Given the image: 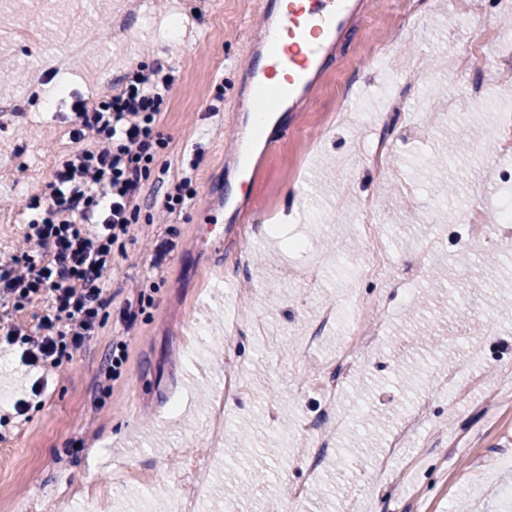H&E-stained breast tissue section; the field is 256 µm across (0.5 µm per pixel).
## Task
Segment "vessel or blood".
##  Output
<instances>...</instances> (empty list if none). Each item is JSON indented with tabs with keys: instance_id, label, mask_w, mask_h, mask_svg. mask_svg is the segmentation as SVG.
<instances>
[{
	"instance_id": "obj_1",
	"label": "vessel or blood",
	"mask_w": 512,
	"mask_h": 512,
	"mask_svg": "<svg viewBox=\"0 0 512 512\" xmlns=\"http://www.w3.org/2000/svg\"><path fill=\"white\" fill-rule=\"evenodd\" d=\"M351 9V0H288L269 49L256 89L277 99L308 90V74Z\"/></svg>"
}]
</instances>
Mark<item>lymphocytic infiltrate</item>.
I'll list each match as a JSON object with an SVG mask.
<instances>
[{
    "mask_svg": "<svg viewBox=\"0 0 512 512\" xmlns=\"http://www.w3.org/2000/svg\"><path fill=\"white\" fill-rule=\"evenodd\" d=\"M172 77L162 64L127 73L117 92L99 101L75 99L70 137L78 148L58 162L19 255L0 266V298L44 300L39 336L7 325V342L22 362L59 366L80 351L107 305L105 276L112 256L132 240L142 185L166 140L159 112ZM95 135L94 148L84 147Z\"/></svg>",
    "mask_w": 512,
    "mask_h": 512,
    "instance_id": "lymphocytic-infiltrate-1",
    "label": "lymphocytic infiltrate"
}]
</instances>
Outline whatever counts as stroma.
Instances as JSON below:
<instances>
[{"label":"stroma","instance_id":"1","mask_svg":"<svg viewBox=\"0 0 512 512\" xmlns=\"http://www.w3.org/2000/svg\"><path fill=\"white\" fill-rule=\"evenodd\" d=\"M414 5L415 28L381 59L404 4L359 0L315 69L312 96L282 108V122L262 135L248 127L253 73L278 16H257L254 0H206L194 39L162 31V20L190 12L168 5L152 26L129 18L125 41L113 38L114 12L100 0H86L79 18L72 0L48 12L39 0H0V71L28 75L0 82V196L16 202L0 210L2 265L35 216L29 201L44 196L56 162L75 148L72 100L100 98L148 59L172 77L158 122L168 144L143 187L138 239L106 276L100 326L39 396L40 369L0 338V512H38L42 500L91 480L103 512H171L196 481L207 486L199 512H340L348 500L361 512H499V490L512 487V250H500L488 276L487 250L460 211L476 202L488 221L497 218L505 191L487 154L512 108V60L476 112L463 46L494 32L512 40V15L498 0ZM402 90L421 108L417 127L402 114L365 111ZM50 91L51 105L41 106ZM462 123L470 126L463 153L440 171L418 168ZM381 137L393 161L375 169L362 156ZM198 146L194 199L157 223L154 201ZM448 184L456 197L429 219ZM369 198L377 212L368 232ZM163 240L174 248L156 268L143 244ZM420 256L443 268L445 281L404 292L403 269ZM139 290L143 311L128 328L121 311ZM329 304L339 317L325 326L319 313ZM369 318L380 325L377 338L343 362L349 327ZM308 336L316 339L311 359L300 352ZM119 340L127 361L105 390ZM465 357L478 385L432 402L415 441L366 482L414 404ZM229 367L242 383L233 395L224 392ZM327 380L339 385L336 399L320 391ZM362 399L379 421L367 452L355 440L359 420L342 416ZM218 401L223 449L188 464ZM318 442L325 448L313 466ZM301 483L310 492L291 503L289 488Z\"/></svg>","mask_w":512,"mask_h":512}]
</instances>
